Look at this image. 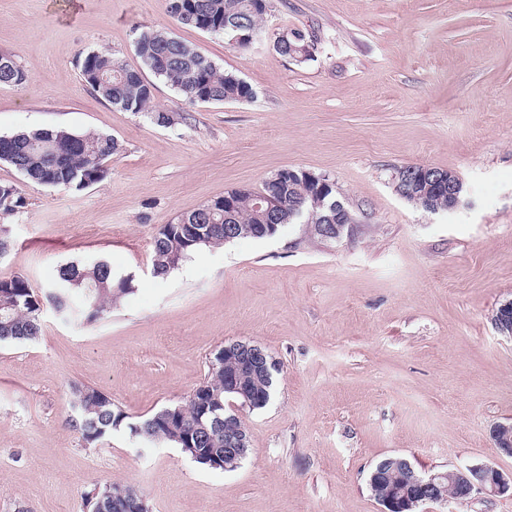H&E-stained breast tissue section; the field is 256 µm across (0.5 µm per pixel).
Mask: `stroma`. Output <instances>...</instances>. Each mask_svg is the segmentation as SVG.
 Instances as JSON below:
<instances>
[{
    "label": "stroma",
    "mask_w": 512,
    "mask_h": 512,
    "mask_svg": "<svg viewBox=\"0 0 512 512\" xmlns=\"http://www.w3.org/2000/svg\"><path fill=\"white\" fill-rule=\"evenodd\" d=\"M248 47L182 28L166 0H0V53L30 74L0 86V136L100 131L123 150L81 190L27 182L0 213V277L42 291L70 262L107 260L131 290L88 325L44 309L32 341L0 343V512H87L93 486L137 487L152 512H380L368 478L389 455L422 474L484 462L512 472L491 430L512 422V339L491 317L512 299V0H272ZM316 32L314 60L274 48ZM194 45L251 85L245 102L189 105L156 82L172 126L113 107L78 60L136 68V29ZM455 172L461 203L430 213L394 190L398 168ZM329 176L353 234L306 225L203 247L187 275L154 276L151 242L179 215L284 168ZM280 363L264 408L235 407L252 448L233 471L198 466L127 428L88 446L68 425L70 385L129 417L185 403L231 341Z\"/></svg>",
    "instance_id": "stroma-1"
}]
</instances>
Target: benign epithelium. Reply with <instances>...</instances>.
Here are the masks:
<instances>
[{"mask_svg": "<svg viewBox=\"0 0 512 512\" xmlns=\"http://www.w3.org/2000/svg\"><path fill=\"white\" fill-rule=\"evenodd\" d=\"M395 189L400 197L426 199L429 192L448 194V204L458 206L461 201L463 183L460 177L449 170L425 166L408 165L397 171ZM354 218L339 204L329 207V214L315 220L309 229L316 232L325 243L342 239L345 231L352 230ZM495 327L501 335H512V301L501 304L495 310ZM224 353L237 359L235 367L224 375V392L240 401V406L252 408L255 401L253 384L259 380L268 383L278 362L261 345L236 341L224 346ZM497 448L512 455V423H501L492 430ZM250 442L245 427L224 433V460L234 464L244 459ZM403 479L408 492L402 497L377 499L380 512H417V508L433 502L466 500L475 493L488 496L512 495V472L486 464L474 463L465 468L430 474L419 473L410 461L402 456H393L378 464L370 476L373 491H378L392 477Z\"/></svg>", "mask_w": 512, "mask_h": 512, "instance_id": "1", "label": "benign epithelium"}]
</instances>
